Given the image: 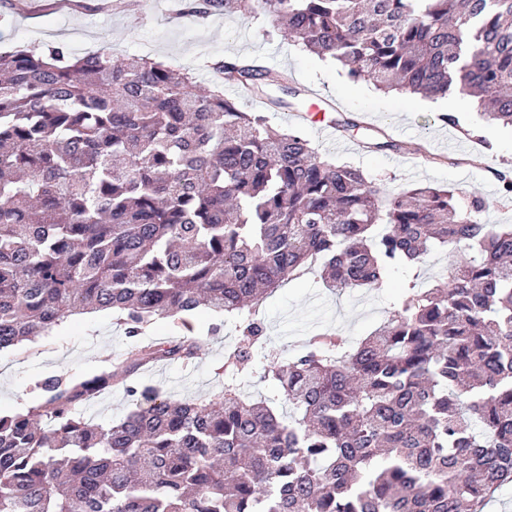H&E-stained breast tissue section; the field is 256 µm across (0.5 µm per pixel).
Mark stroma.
Here are the masks:
<instances>
[{"mask_svg":"<svg viewBox=\"0 0 512 512\" xmlns=\"http://www.w3.org/2000/svg\"><path fill=\"white\" fill-rule=\"evenodd\" d=\"M185 0H74V8L58 0H0V52L65 47L71 54L107 51L112 55H143L187 70L198 82L211 85L201 58L228 56L265 58L277 72L287 74L290 87L300 96L295 108H260L241 100L247 111H263L269 124L280 130L300 128L318 153L333 162L361 169L368 180L398 194L419 184L450 186L463 195L486 197L496 170L512 168V128L490 122L478 105L458 113L457 125L441 121L448 110L444 96L421 97L408 92H383L367 83L351 82L341 66L321 59L295 43L268 37L271 18L243 17L221 12L197 19L183 14ZM315 89L335 100L327 113L336 122L349 116L360 119L358 129L337 131L325 139L314 120L305 116L310 107L307 90ZM476 130L487 143L480 164H470L473 143L465 130ZM396 144L376 150L379 136ZM460 249L437 250L420 269L393 268L374 288L335 293L315 274L284 282L263 299L258 317L266 332L261 347L240 368L236 378L247 396H275L271 383L261 381L264 365L273 358L297 353L310 336L339 333L351 343L368 336L386 320L400 293L410 282L427 285L445 274ZM191 338L198 342V357L160 361L140 375L145 385L162 387L177 399L201 401L224 389V361L239 340L233 322L207 309L189 320L167 317L156 320L140 339L127 337L107 311L69 319L51 335L36 342H21L0 351V413L27 412L36 408L37 381L52 375L83 378L120 365L141 344H160ZM134 408L123 388H113L79 411L95 422L107 424L125 417Z\"/></svg>","mask_w":512,"mask_h":512,"instance_id":"obj_1","label":"stroma"}]
</instances>
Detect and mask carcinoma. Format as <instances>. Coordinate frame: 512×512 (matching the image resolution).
Listing matches in <instances>:
<instances>
[{"mask_svg":"<svg viewBox=\"0 0 512 512\" xmlns=\"http://www.w3.org/2000/svg\"><path fill=\"white\" fill-rule=\"evenodd\" d=\"M268 16L352 82L451 89L512 126V0H194L186 14ZM216 69L253 95L252 59ZM488 202L418 186L386 195L298 131L241 109L224 85L146 56L0 53V350L110 310L129 336L207 304L238 323L230 366L265 336L263 295L320 273L372 287L437 249L471 256L412 281L357 345L318 334L263 367L296 410L132 385L194 341L146 345L115 371L49 376L38 407L0 416V512H482L512 483V224ZM116 385L108 425L76 407Z\"/></svg>","mask_w":512,"mask_h":512,"instance_id":"obj_1","label":"carcinoma"}]
</instances>
